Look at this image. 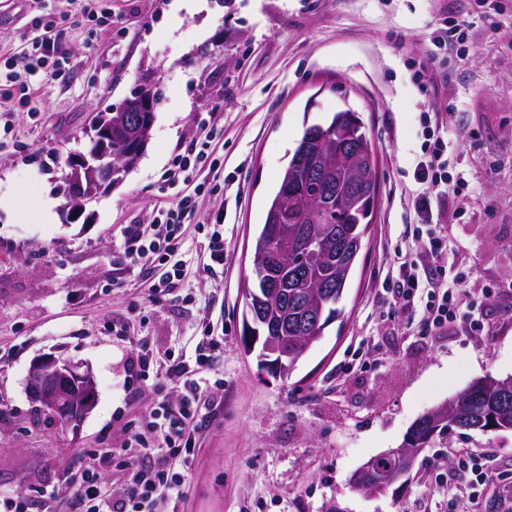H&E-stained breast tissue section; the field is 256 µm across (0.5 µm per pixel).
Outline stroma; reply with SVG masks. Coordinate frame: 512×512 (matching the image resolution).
<instances>
[{"instance_id":"stroma-1","label":"stroma","mask_w":512,"mask_h":512,"mask_svg":"<svg viewBox=\"0 0 512 512\" xmlns=\"http://www.w3.org/2000/svg\"><path fill=\"white\" fill-rule=\"evenodd\" d=\"M113 23L87 29L59 22L65 79H33L34 110L0 129V493L28 497L31 512L67 501L95 448L134 456L128 430L180 390L165 367L193 357L204 331L223 339L195 433L177 467L181 497L158 512H448L454 491L431 477L449 447L482 458L497 474L485 487L488 512L512 494V433L437 436L411 473L375 497L350 475L370 457L400 447L413 423L474 380L512 376V0H110ZM54 0L0 7V48L19 45L24 23ZM489 11L492 23L481 21ZM466 36L421 94L409 61L437 52L441 22ZM156 87L151 138L125 180L67 219L58 188L69 157L86 152L96 113L137 88ZM457 112H449V102ZM215 108L213 156L237 189L202 192L179 231L185 275L177 299L153 295L162 265L122 261L123 231L150 222L171 202L162 176ZM360 112L378 157L379 204L336 320L308 347L288 380L261 371L241 342L240 286L252 276L251 242L305 125L334 112ZM452 113L453 173L483 191L442 195L434 216L448 250L442 265L467 273L472 293L501 295L479 310L483 331L457 324L427 331L422 310H396L387 292L398 259L421 255L411 237L413 170L421 154L419 116ZM478 132L471 146L470 132ZM53 220L41 217L44 198ZM224 213V265L202 270L199 230ZM146 345L149 380L129 384V359ZM56 352L89 364L92 410L77 435L31 419L25 390L39 356ZM54 492V500L44 492Z\"/></svg>"}]
</instances>
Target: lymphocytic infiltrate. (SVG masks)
Masks as SVG:
<instances>
[{
	"label": "lymphocytic infiltrate",
	"mask_w": 512,
	"mask_h": 512,
	"mask_svg": "<svg viewBox=\"0 0 512 512\" xmlns=\"http://www.w3.org/2000/svg\"><path fill=\"white\" fill-rule=\"evenodd\" d=\"M55 19L49 14L33 16L21 34V47L0 60L6 70V79H13L16 66H23L32 77L55 79L64 75L66 61L57 54ZM211 112H202L197 124L195 140L185 151L176 154L167 182L176 190L175 204L158 207L152 222V235H145L140 225H128L124 234V259L131 264L166 263L168 270L155 288L156 293L172 294L177 281L183 277V268L175 256L178 251L179 229L184 215L192 206L191 196L182 194L181 188L190 182L202 168L220 170L221 165L212 158L210 142L214 136ZM452 133L450 123L435 120L431 115L422 119L423 150L414 168V180L422 185V192L413 200L417 224L425 229L423 245L428 258H439L445 243L433 220V201L448 191H459L463 183L448 172V142ZM465 273L448 277L446 270L435 276L422 275L417 263L400 262L393 286L400 308L423 306L431 329L440 330L448 323H457L471 335L479 334L481 324L471 311L463 310L465 294L460 284ZM217 343L195 349L193 361L174 359L168 368L171 377L180 381L182 396L177 405L159 401L151 409L144 430L132 432L131 443L142 453L160 449L169 457H187L194 450L193 434L199 424V404L208 390V375L217 358ZM112 463V451L99 448L92 452L82 483L67 503L68 512H154L162 494L182 495L186 485L184 473L166 466H152L143 462L123 461L126 489L123 499L115 500L102 491V472Z\"/></svg>",
	"instance_id": "lymphocytic-infiltrate-1"
}]
</instances>
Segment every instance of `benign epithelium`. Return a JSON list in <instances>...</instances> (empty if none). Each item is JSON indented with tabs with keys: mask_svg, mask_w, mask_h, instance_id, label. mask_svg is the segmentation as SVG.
I'll return each mask as SVG.
<instances>
[{
	"mask_svg": "<svg viewBox=\"0 0 512 512\" xmlns=\"http://www.w3.org/2000/svg\"><path fill=\"white\" fill-rule=\"evenodd\" d=\"M153 92L147 88L134 92L117 108L135 114L152 110ZM93 148L88 152L72 158L67 174L68 191L65 195L64 208L69 215L82 212L85 203L108 191L120 183L125 172L138 160L141 149L150 137L151 128L145 129L144 140L127 151H112V112H100L92 123ZM288 235V227L276 226L271 229V246L263 256L265 262L272 263L277 269L288 271V258L279 248L278 242ZM254 327L246 321L245 350L253 353L257 342L264 346L263 370L287 380L296 367L288 362V342L284 340L280 327L272 324L264 330V335H252ZM96 387L95 378L88 368L73 364L52 354L36 360L26 379V390L32 404L33 412L49 418L62 417L61 423L73 430L80 426L92 403L86 395ZM422 452L420 448L403 445L392 448L384 455L395 460L396 466L384 473L380 480L372 476V463H364L352 476L351 486L354 491L367 496L385 492L387 486L398 481L413 467Z\"/></svg>",
	"mask_w": 512,
	"mask_h": 512,
	"instance_id": "obj_1",
	"label": "benign epithelium"
}]
</instances>
